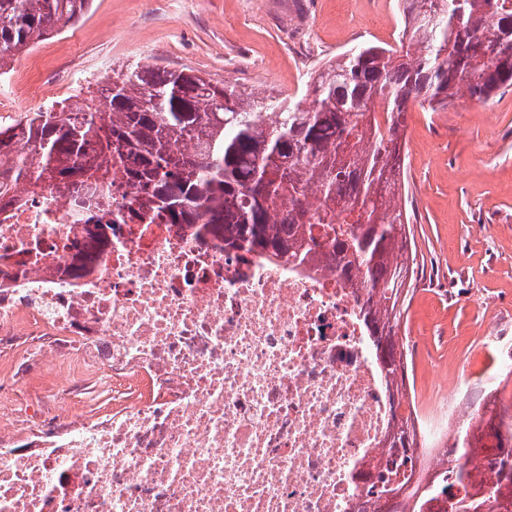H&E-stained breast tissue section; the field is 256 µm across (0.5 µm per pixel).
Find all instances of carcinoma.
Segmentation results:
<instances>
[{"label":"carcinoma","mask_w":512,"mask_h":512,"mask_svg":"<svg viewBox=\"0 0 512 512\" xmlns=\"http://www.w3.org/2000/svg\"><path fill=\"white\" fill-rule=\"evenodd\" d=\"M92 0H0V70L82 19ZM397 49L368 45L309 73L297 99L137 65L76 99L0 125V203L13 189L76 193L116 170L149 224H209L224 245L304 262L326 245L362 289L364 336L394 407L386 447L417 445L397 328L415 265L401 140L411 102L436 112L512 89V0H404ZM24 140L29 150L14 144ZM378 512H414L418 487Z\"/></svg>","instance_id":"cac0c4a2"}]
</instances>
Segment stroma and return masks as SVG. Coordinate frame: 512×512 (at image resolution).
<instances>
[{
	"instance_id": "obj_1",
	"label": "stroma",
	"mask_w": 512,
	"mask_h": 512,
	"mask_svg": "<svg viewBox=\"0 0 512 512\" xmlns=\"http://www.w3.org/2000/svg\"><path fill=\"white\" fill-rule=\"evenodd\" d=\"M403 18L402 0H93L13 67L32 111L43 89L73 94L76 65L93 89L150 63L294 99L336 55L398 47ZM403 153L417 268L398 336L409 399L430 406L446 393L435 370L456 381L488 328L512 336V90L440 112L410 106Z\"/></svg>"
}]
</instances>
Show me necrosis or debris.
Instances as JSON below:
<instances>
[{"instance_id": "necrosis-or-debris-1", "label": "necrosis or debris", "mask_w": 512, "mask_h": 512, "mask_svg": "<svg viewBox=\"0 0 512 512\" xmlns=\"http://www.w3.org/2000/svg\"><path fill=\"white\" fill-rule=\"evenodd\" d=\"M110 192L97 223L49 191L0 211V352L53 375L38 401L0 396V512H364L392 404L333 262L244 258L196 226L132 219L139 190L121 174ZM480 352L419 417L408 471L428 488L421 512H452L456 498L512 512L500 446L512 336L490 334ZM91 378L116 392L111 414L65 415ZM476 391L493 423L475 441ZM451 428L479 475L450 497Z\"/></svg>"}]
</instances>
